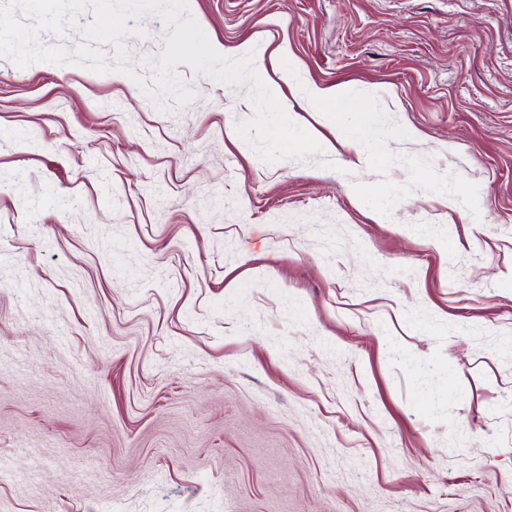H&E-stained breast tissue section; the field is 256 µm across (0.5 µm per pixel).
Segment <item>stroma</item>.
<instances>
[{
    "mask_svg": "<svg viewBox=\"0 0 512 512\" xmlns=\"http://www.w3.org/2000/svg\"><path fill=\"white\" fill-rule=\"evenodd\" d=\"M188 12L323 151L156 105V14L130 76L0 57V512H512V0ZM305 95L320 112H344L352 108V94L345 87L307 85Z\"/></svg>",
    "mask_w": 512,
    "mask_h": 512,
    "instance_id": "35a3bbf8",
    "label": "stroma"
}]
</instances>
